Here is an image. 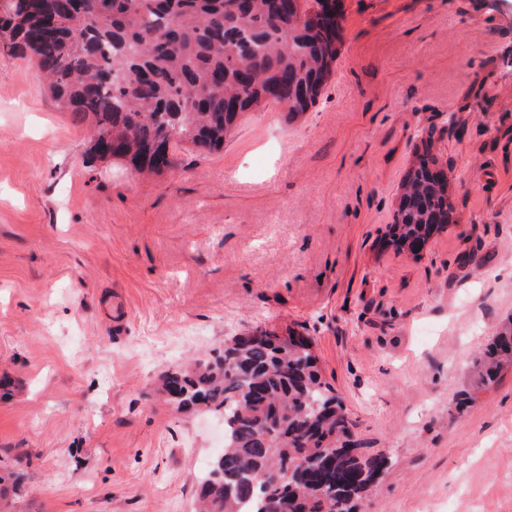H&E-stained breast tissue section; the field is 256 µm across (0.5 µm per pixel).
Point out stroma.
Returning <instances> with one entry per match:
<instances>
[{
    "instance_id": "1",
    "label": "stroma",
    "mask_w": 512,
    "mask_h": 512,
    "mask_svg": "<svg viewBox=\"0 0 512 512\" xmlns=\"http://www.w3.org/2000/svg\"><path fill=\"white\" fill-rule=\"evenodd\" d=\"M333 72L296 118L241 113L163 173L88 156L0 37V464L11 512H192L223 422L161 371L247 330L310 337L365 453L360 512H512V0H343ZM431 143L457 221L384 240ZM479 360V381L486 385L494 380L495 372L504 362H512V331L499 333Z\"/></svg>"
}]
</instances>
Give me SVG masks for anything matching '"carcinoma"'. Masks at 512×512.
I'll list each match as a JSON object with an SVG mask.
<instances>
[{
	"label": "carcinoma",
	"instance_id": "obj_1",
	"mask_svg": "<svg viewBox=\"0 0 512 512\" xmlns=\"http://www.w3.org/2000/svg\"><path fill=\"white\" fill-rule=\"evenodd\" d=\"M342 0H6L0 32L42 73L53 101L93 124L92 152L160 174L171 148L216 150L266 101L294 116L336 61ZM456 223L448 170L425 145L405 175L385 245L417 255ZM512 362V331L479 360L486 385ZM181 411L224 418V449L198 484L199 512H356L388 469L352 437L310 338L246 331L165 372Z\"/></svg>",
	"mask_w": 512,
	"mask_h": 512
}]
</instances>
